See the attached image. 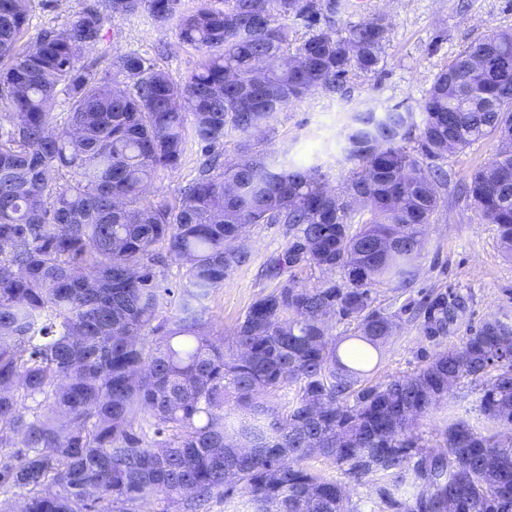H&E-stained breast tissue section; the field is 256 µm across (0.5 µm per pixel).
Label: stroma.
Here are the masks:
<instances>
[{"instance_id": "stroma-1", "label": "stroma", "mask_w": 512, "mask_h": 512, "mask_svg": "<svg viewBox=\"0 0 512 512\" xmlns=\"http://www.w3.org/2000/svg\"><path fill=\"white\" fill-rule=\"evenodd\" d=\"M91 2L30 0L24 42L35 41L42 30L64 27ZM324 14L340 34L384 15L388 30L381 66L375 72L348 74L336 91L288 104L267 130L263 150L272 158L288 157L298 167L318 168L328 187L339 190L352 168L343 147L356 112L416 109L436 76L463 49L497 29L512 27V0H332ZM130 52L150 57L178 80L187 78L201 59L198 50L178 42L172 25L156 23L145 11L107 20L102 40L86 56L108 68ZM501 149L490 137L438 160L448 180L436 187L439 207L424 233L415 279L405 291L383 283L373 292L375 306L395 315L397 322L394 335L381 349L373 381L414 373L424 357L459 345L472 325L499 306H512V259L503 254L495 225L483 223L460 191L471 174ZM200 156V146L188 141L181 166L159 171L149 196L178 198L197 177ZM289 238L284 224L251 226L249 262L232 270L208 302L207 317L215 333L230 335L249 306L282 282L271 261L287 248ZM451 288L468 295L469 309L451 335L429 338L422 330L421 303L425 296Z\"/></svg>"}]
</instances>
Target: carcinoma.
Returning a JSON list of instances; mask_svg holds the SVG:
<instances>
[{
  "label": "carcinoma",
  "mask_w": 512,
  "mask_h": 512,
  "mask_svg": "<svg viewBox=\"0 0 512 512\" xmlns=\"http://www.w3.org/2000/svg\"><path fill=\"white\" fill-rule=\"evenodd\" d=\"M324 0H105L19 45L29 0H0V512H512V310L501 307L416 372L370 384L396 329L373 287L414 280L421 235L439 206V159L495 136L506 144L465 194L512 256V28L461 52L419 103L414 142L376 131L361 112L346 136L356 167L344 190L317 170L268 161L258 133L288 103L374 72L383 16L339 35ZM175 21L203 52L176 80L137 53L115 73L84 61L103 12ZM308 21L292 46L278 18ZM498 43L506 68L476 58ZM67 116L51 112L58 92ZM238 159L206 156L171 203L145 193L181 165L187 136L204 148L230 133ZM366 219L352 225V214ZM253 224H286L284 269L341 270L343 286L287 279L256 299L231 344L211 333L210 297L249 261ZM168 254L177 289L159 280ZM467 298L437 294L424 332L448 335ZM355 323L364 346L344 362L326 312ZM481 387L480 421L452 405L438 446L416 425L461 383ZM279 393L274 408L265 397ZM246 442L251 453H241ZM315 455L341 479L312 472ZM371 484L352 501L349 484Z\"/></svg>",
  "instance_id": "carcinoma-1"
}]
</instances>
